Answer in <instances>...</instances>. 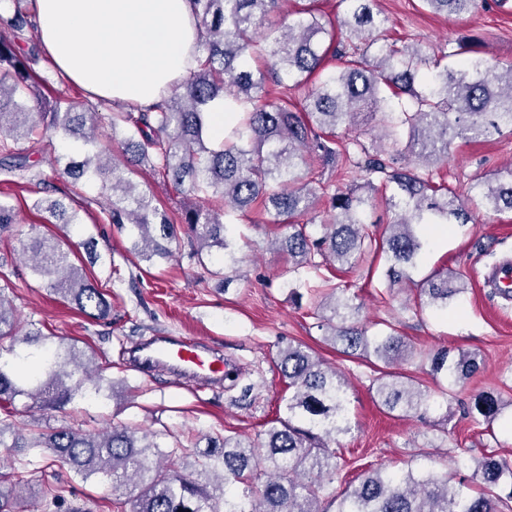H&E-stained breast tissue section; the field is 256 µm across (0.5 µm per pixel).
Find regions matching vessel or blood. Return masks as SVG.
I'll return each mask as SVG.
<instances>
[{
    "instance_id": "b4317fda",
    "label": "vessel or blood",
    "mask_w": 512,
    "mask_h": 512,
    "mask_svg": "<svg viewBox=\"0 0 512 512\" xmlns=\"http://www.w3.org/2000/svg\"><path fill=\"white\" fill-rule=\"evenodd\" d=\"M129 356L141 372L165 366L179 379L203 385L217 386L224 379V359L201 342L184 336L164 334L152 343L134 345Z\"/></svg>"
}]
</instances>
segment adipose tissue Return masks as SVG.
Returning <instances> with one entry per match:
<instances>
[{
	"mask_svg": "<svg viewBox=\"0 0 512 512\" xmlns=\"http://www.w3.org/2000/svg\"><path fill=\"white\" fill-rule=\"evenodd\" d=\"M46 57L91 97L148 106L195 66L189 0H35Z\"/></svg>",
	"mask_w": 512,
	"mask_h": 512,
	"instance_id": "adipose-tissue-1",
	"label": "adipose tissue"
}]
</instances>
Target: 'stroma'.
I'll list each match as a JSON object with an SVG mask.
<instances>
[{"mask_svg": "<svg viewBox=\"0 0 512 512\" xmlns=\"http://www.w3.org/2000/svg\"><path fill=\"white\" fill-rule=\"evenodd\" d=\"M415 0H375V9L388 17L384 36L397 44H415L428 59L440 58L451 46L463 43L490 63H512V7L479 10L449 18L415 11ZM512 164V131L487 138L456 141L439 177L449 188L466 192L470 183L506 164ZM126 175L140 188L151 190L158 203L180 213L186 198L152 174L149 167H128ZM74 206L83 210V237H94L101 258L87 265L112 302V322L105 325L78 313L71 305L31 276L19 252L30 229L59 240L72 238L71 228L44 223L35 203L43 192L37 186L8 180L0 174V201L17 215L12 233L0 235V287L12 299L22 320L36 324L45 335L77 344L114 382L106 404L74 401L65 412L23 413L16 424L52 428L67 424L97 430L122 422L149 431H164L171 442L194 452L208 437L239 436L255 440L284 409L288 389L274 359L279 345L289 341L310 346L341 372L349 386L350 433L338 436L342 459L331 488L343 491L368 466L404 470L408 460L425 456L439 470L470 477L472 458L494 449L512 458V426L505 420L493 426L464 417L462 404L486 387L512 392V300L494 293L488 273L512 261V218L477 211L465 225H452L441 243L426 242L410 282L387 288L382 260L363 259L353 268L334 273L333 281L362 305L360 319L379 330L392 324L415 350L445 346L480 353L484 369L466 384L449 388L434 381L420 361L402 365L426 391L434 406L426 419L389 412L379 407L370 391L372 368L338 353L325 342L313 316L310 295L296 296L287 288L292 263L270 242L282 232L274 216L255 209L246 217L229 219V236L240 249L241 261L229 286L211 278L221 268L224 252L213 249L204 265H197L187 248L174 260L149 263L130 251L129 236L116 226L101 223L93 202L97 189L85 183L60 181ZM451 270L462 276L465 291L445 313L419 311L417 286L432 271ZM168 333L205 340L224 353L225 360L243 367L251 384L249 396L240 389L212 390L187 385L159 372L145 376L131 365L127 349L135 342ZM30 481L28 504L39 503L46 486L65 487L70 512H124L125 497L97 478L81 480L59 468L45 454Z\"/></svg>", "mask_w": 512, "mask_h": 512, "instance_id": "1", "label": "stroma"}]
</instances>
